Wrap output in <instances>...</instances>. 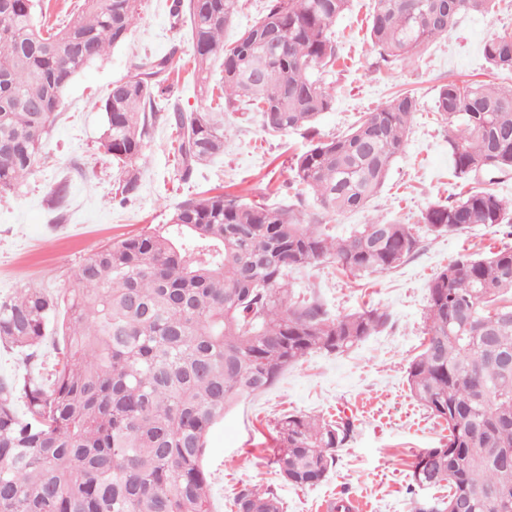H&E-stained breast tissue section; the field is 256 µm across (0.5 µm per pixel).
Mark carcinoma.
Wrapping results in <instances>:
<instances>
[{"mask_svg":"<svg viewBox=\"0 0 512 512\" xmlns=\"http://www.w3.org/2000/svg\"><path fill=\"white\" fill-rule=\"evenodd\" d=\"M37 0H0V195L15 191L41 155L71 81L121 43L138 0H83L62 26L42 30ZM238 0H185L193 73L209 92L224 71V104L250 105L286 132L333 108L322 74L336 62L329 26L350 0H268L232 44L224 28ZM498 0H373L370 38L388 60L409 61L461 16H489ZM482 55L512 74V31ZM173 55L146 57L102 101L101 146L124 163L142 154L157 114L176 127L184 174L224 153V124L184 115L161 88ZM418 99L401 93L345 135L296 158L298 181L327 213L364 207L405 146ZM434 108L450 124L457 178L512 173V87L441 84ZM437 234L512 222V201L488 189L437 204ZM419 241L406 224L372 222L347 237L218 194L190 198L169 223L99 247L62 293L30 286L0 299V344L28 369L0 375V512H211L203 465L210 428L240 399L268 390L316 351L343 353L384 325L376 309L333 317L316 299L290 301L288 274L318 263L343 275L397 268ZM426 343L407 371L410 392L448 425L447 441L411 465L412 512H512V248L461 255L429 285ZM55 336L54 363L38 351ZM352 423L299 414L276 424L273 464L308 488L336 465ZM450 490L446 497L435 492ZM236 512H283L277 493L243 486Z\"/></svg>","mask_w":512,"mask_h":512,"instance_id":"obj_1","label":"carcinoma"}]
</instances>
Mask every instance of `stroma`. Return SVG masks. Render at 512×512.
I'll return each instance as SVG.
<instances>
[{"mask_svg":"<svg viewBox=\"0 0 512 512\" xmlns=\"http://www.w3.org/2000/svg\"><path fill=\"white\" fill-rule=\"evenodd\" d=\"M371 5L372 0H351L330 26L337 60L324 80L334 104L311 129L273 133L256 113L221 112L223 154L186 176L175 132L156 122L135 164L138 191L127 196L121 192L124 165L101 147V101L113 82L141 57L169 54L171 101L187 114L216 107L200 96L191 72L188 15H173L172 0H139L126 41L74 78L31 174L13 194L0 196V298L29 286L63 291L98 247L167 223L186 199L220 192L247 204L291 207L303 222L329 225L340 235L371 222L413 229L418 250L391 271L354 279L324 263L289 276L293 296L318 299L332 316L378 309L389 318L345 353L317 351L288 367L270 389L239 401L212 426L203 461L211 476L212 512H235L233 497L245 485L273 488L286 512H325L341 500L363 503L365 512H410L411 464L448 434L443 420L434 418L407 384L408 365L424 342L429 284L459 255L481 259L512 247V226L506 224L436 234L424 222L430 207L467 191L453 173L448 122L434 109L436 90L447 79L512 85V76L491 73L481 53L491 32L512 30V0H500L488 17L462 16L448 35L405 62L383 60L372 44ZM399 91L413 92L418 109L384 186L362 209L325 212L298 183L295 157L343 133ZM62 182L68 193L58 205L53 191ZM291 413L353 424L330 475L303 490L288 484L272 462L275 422Z\"/></svg>","mask_w":512,"mask_h":512,"instance_id":"obj_1","label":"stroma"}]
</instances>
